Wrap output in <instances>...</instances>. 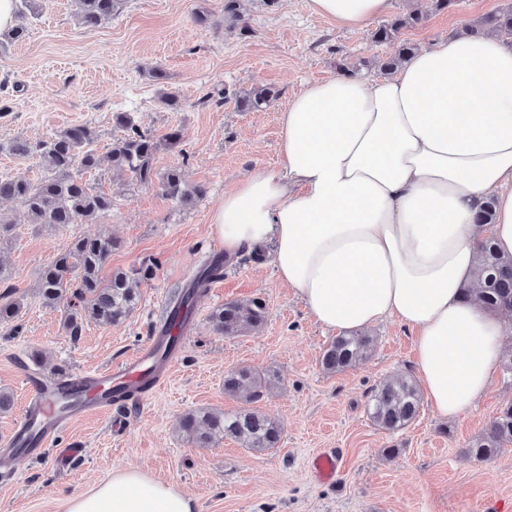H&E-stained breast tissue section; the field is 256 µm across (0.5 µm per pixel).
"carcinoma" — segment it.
I'll return each mask as SVG.
<instances>
[{
    "label": "carcinoma",
    "mask_w": 512,
    "mask_h": 512,
    "mask_svg": "<svg viewBox=\"0 0 512 512\" xmlns=\"http://www.w3.org/2000/svg\"><path fill=\"white\" fill-rule=\"evenodd\" d=\"M123 0H75L77 17L83 25L94 27L117 14ZM244 0H224V22L249 32L245 22ZM426 12L414 8L379 25L373 38L377 43L397 40L401 30L423 24ZM512 32V2L465 25L456 32L459 37H478ZM416 48L402 42L397 53L381 64L388 73L409 61ZM274 97L267 87H256L236 97L242 112L260 111ZM125 134L112 141L109 157L113 168L126 171L142 185L158 184L164 195L180 203L190 202L204 194L200 186L185 183L181 171L170 169L160 175L153 160L157 141L142 131L126 113L117 116ZM96 133L87 126H74L36 144L15 141L8 153L38 156L48 164V174L36 182L0 177V198H20L25 204L29 224H45L65 228L89 221L112 208V198L94 192L83 172L98 166L95 149ZM112 252V240L85 237L73 241L71 247L52 255L43 265L38 295L43 303L65 312L66 329L71 336L81 333L84 322L95 320L116 325L127 320L140 297V285L152 278L154 261L148 259L128 270H115L109 278L100 272ZM475 283L464 288L486 309L512 327V256L500 255L488 240L477 246ZM229 259L216 253L177 295L176 308L169 327L185 331L193 322L195 302L209 285L224 276ZM267 316L266 303L260 298L224 302L210 315L214 329L226 337L245 336L261 326ZM373 338L347 334L334 338L322 351L320 365L327 374H335L355 366L374 350ZM276 386L275 378L248 367L224 375V393L238 397L246 407L234 413L207 409L190 410L178 421V431L200 448L207 447L212 437L231 438L245 448L263 452L278 447L282 428L273 416L255 407ZM421 392L409 376H400L372 388L366 412L376 427L394 432L409 425L418 415ZM512 446V404L504 407L483 434L469 445L466 455L479 462L487 461Z\"/></svg>",
    "instance_id": "cac0c4a2"
}]
</instances>
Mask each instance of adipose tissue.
Listing matches in <instances>:
<instances>
[{
  "label": "adipose tissue",
  "mask_w": 512,
  "mask_h": 512,
  "mask_svg": "<svg viewBox=\"0 0 512 512\" xmlns=\"http://www.w3.org/2000/svg\"><path fill=\"white\" fill-rule=\"evenodd\" d=\"M392 0H310L357 29ZM280 169L256 171L213 215L224 251L271 245L280 281L323 328L393 318L415 333V368L442 415L484 396L504 324L462 290L479 241L512 255V41L453 38L390 78H332L281 114ZM492 202L493 223L476 215ZM64 512H194L136 469L69 497Z\"/></svg>",
  "instance_id": "obj_1"
}]
</instances>
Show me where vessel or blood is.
I'll use <instances>...</instances> for the list:
<instances>
[{
  "instance_id": "b4317fda",
  "label": "vessel or blood",
  "mask_w": 512,
  "mask_h": 512,
  "mask_svg": "<svg viewBox=\"0 0 512 512\" xmlns=\"http://www.w3.org/2000/svg\"><path fill=\"white\" fill-rule=\"evenodd\" d=\"M161 339L148 340L117 366L97 371H84L51 380L33 371H25L22 381L28 392L18 422L9 436L0 442V480L14 481L15 458L45 455L53 448L59 435L74 422L93 413L109 415L114 430H123L126 418L124 403L112 401L110 391L137 385L149 373H157L166 381L178 360L177 353L160 357ZM311 469L322 482L335 479L337 455L325 451L313 458Z\"/></svg>"
}]
</instances>
